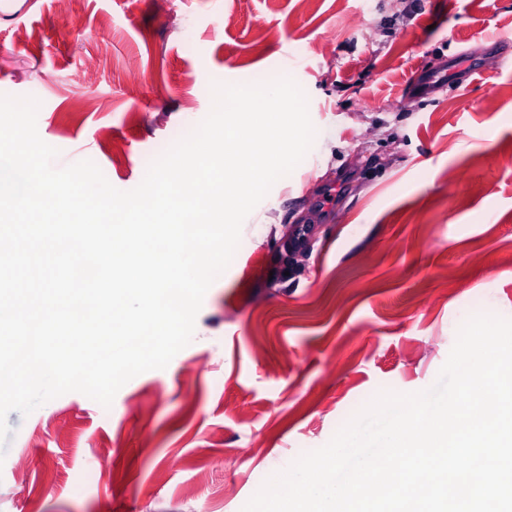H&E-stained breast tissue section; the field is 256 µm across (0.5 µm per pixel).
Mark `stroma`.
Listing matches in <instances>:
<instances>
[{
  "mask_svg": "<svg viewBox=\"0 0 512 512\" xmlns=\"http://www.w3.org/2000/svg\"><path fill=\"white\" fill-rule=\"evenodd\" d=\"M442 66L446 90L407 95ZM281 73L315 141L245 219L191 343L110 407L70 392L10 413L0 512H27L47 471L60 480L36 512H241L378 392L431 387L473 314L512 318V0H70L63 19L26 0L0 15V94L39 100L55 164L93 161L122 191L205 118L212 84Z\"/></svg>",
  "mask_w": 512,
  "mask_h": 512,
  "instance_id": "1",
  "label": "stroma"
}]
</instances>
